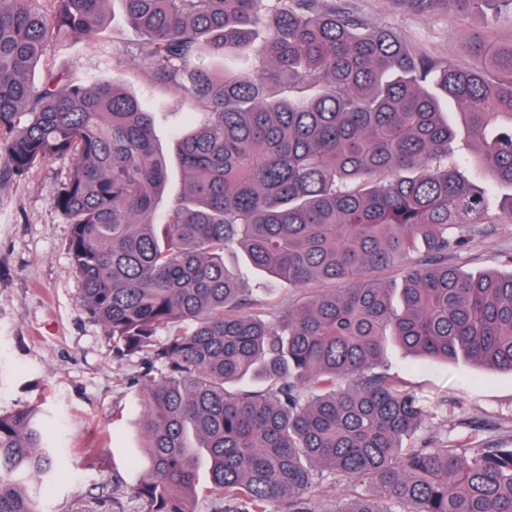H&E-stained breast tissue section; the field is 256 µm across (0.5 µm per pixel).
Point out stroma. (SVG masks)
Wrapping results in <instances>:
<instances>
[{"label":"stroma","mask_w":512,"mask_h":512,"mask_svg":"<svg viewBox=\"0 0 512 512\" xmlns=\"http://www.w3.org/2000/svg\"><path fill=\"white\" fill-rule=\"evenodd\" d=\"M361 19L393 27L410 46L466 65L471 19L443 9L421 14L395 0H327ZM96 43L52 44L36 74L71 67L125 85L157 111L161 141L184 121L177 95L152 87L125 69L100 67ZM61 166L48 162L16 181L0 183V411L38 400L50 412L49 431L63 454L39 500L41 512H75L79 499L112 490L102 512H143L133 487L141 475L142 444L136 425L135 379L143 361L120 363L103 326L78 307L80 283L68 254L71 226L53 206ZM248 288L265 289L272 307L304 300V292L283 286L252 267L240 252L225 254ZM462 271H512V222L485 225L480 236L449 254ZM382 371L419 399L424 423L415 442L448 440L473 447H512V373L467 360L421 362L398 345H388ZM95 459L87 461L85 449Z\"/></svg>","instance_id":"35a3bbf8"}]
</instances>
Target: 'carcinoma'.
I'll use <instances>...</instances> for the list:
<instances>
[{
	"label": "carcinoma",
	"mask_w": 512,
	"mask_h": 512,
	"mask_svg": "<svg viewBox=\"0 0 512 512\" xmlns=\"http://www.w3.org/2000/svg\"><path fill=\"white\" fill-rule=\"evenodd\" d=\"M42 2L0 0V182L66 164L52 202L79 307L114 360L147 362L144 512H512V448L404 444L423 410L377 370L392 337L512 371V271L448 265L499 223L491 191L508 190L512 220V38L493 36L512 0H397L472 15L470 66L326 0H120L141 48L114 44L108 61L191 116L166 146L122 85L31 79L50 43L108 44L110 0ZM236 248L316 293L268 308L224 265ZM393 267L398 307L375 276ZM245 378L258 386L229 388ZM58 452L38 405L0 412V512H39L31 476ZM319 476L347 483L327 511L306 497Z\"/></svg>",
	"instance_id": "cac0c4a2"
}]
</instances>
